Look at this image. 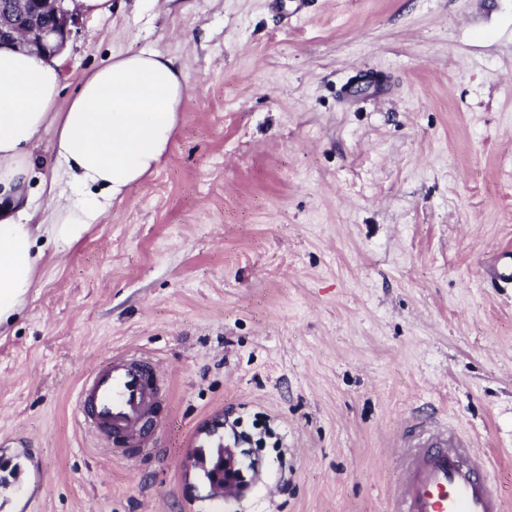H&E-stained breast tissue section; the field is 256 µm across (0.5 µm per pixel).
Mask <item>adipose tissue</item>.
Instances as JSON below:
<instances>
[{"label": "adipose tissue", "instance_id": "obj_1", "mask_svg": "<svg viewBox=\"0 0 512 512\" xmlns=\"http://www.w3.org/2000/svg\"><path fill=\"white\" fill-rule=\"evenodd\" d=\"M58 59L0 49V328L24 305L44 257L39 238L78 242L112 201L153 174L167 153L187 91L185 67L158 52L113 55L65 107ZM70 194L45 218L30 183L42 141Z\"/></svg>", "mask_w": 512, "mask_h": 512}]
</instances>
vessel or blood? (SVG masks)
Returning <instances> with one entry per match:
<instances>
[{"mask_svg":"<svg viewBox=\"0 0 512 512\" xmlns=\"http://www.w3.org/2000/svg\"><path fill=\"white\" fill-rule=\"evenodd\" d=\"M485 276L500 287H512V252L496 255ZM160 378L118 354L95 367L83 381L78 416L95 433L132 448L146 445L149 421ZM413 454L396 512H512V501L494 490L486 467L469 440L455 430H419L408 436Z\"/></svg>","mask_w":512,"mask_h":512,"instance_id":"1","label":"vessel or blood"}]
</instances>
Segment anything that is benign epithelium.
Here are the masks:
<instances>
[{
    "instance_id": "1",
    "label": "benign epithelium",
    "mask_w": 512,
    "mask_h": 512,
    "mask_svg": "<svg viewBox=\"0 0 512 512\" xmlns=\"http://www.w3.org/2000/svg\"><path fill=\"white\" fill-rule=\"evenodd\" d=\"M76 0H0V47L43 52L56 57L77 22ZM250 456L242 448L224 457V483L242 485L241 465Z\"/></svg>"
}]
</instances>
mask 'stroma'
Here are the masks:
<instances>
[{"label": "stroma", "instance_id": "1", "mask_svg": "<svg viewBox=\"0 0 512 512\" xmlns=\"http://www.w3.org/2000/svg\"><path fill=\"white\" fill-rule=\"evenodd\" d=\"M186 64L173 143L0 333V512H394L418 418L512 499V0H112L62 53ZM162 413L116 460L76 419L113 354ZM258 477L215 497L211 430ZM486 279L502 288L512 287V252L496 254L491 266L485 268Z\"/></svg>", "mask_w": 512, "mask_h": 512}]
</instances>
